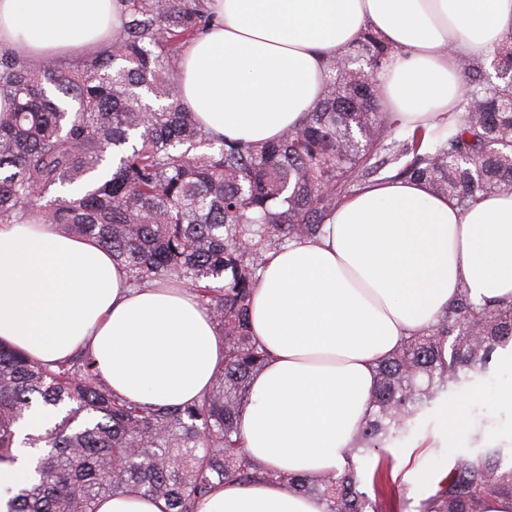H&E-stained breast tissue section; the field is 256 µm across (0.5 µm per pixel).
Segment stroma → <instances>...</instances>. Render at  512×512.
<instances>
[{
  "mask_svg": "<svg viewBox=\"0 0 512 512\" xmlns=\"http://www.w3.org/2000/svg\"><path fill=\"white\" fill-rule=\"evenodd\" d=\"M512 385V352L504 350L490 366L487 377L476 379L438 398L421 414L412 433L391 445L389 452L399 472L403 494L392 505V512H416L427 487L416 477V470L435 472L445 468L453 453L474 448H512V406L503 404L500 392ZM460 409L456 434L442 429L446 410Z\"/></svg>",
  "mask_w": 512,
  "mask_h": 512,
  "instance_id": "stroma-1",
  "label": "stroma"
}]
</instances>
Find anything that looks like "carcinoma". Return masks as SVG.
Masks as SVG:
<instances>
[{
    "instance_id": "1",
    "label": "carcinoma",
    "mask_w": 512,
    "mask_h": 512,
    "mask_svg": "<svg viewBox=\"0 0 512 512\" xmlns=\"http://www.w3.org/2000/svg\"><path fill=\"white\" fill-rule=\"evenodd\" d=\"M108 49L44 60L0 47V223L51 218L112 255L134 286L195 290L224 336V366L198 401L146 406L112 391L87 353L32 361L0 343V471L14 467L16 424L32 407L69 406L43 435L49 450L0 512H97L129 491L198 512L229 480L257 473L238 413L267 353L249 326L264 254L318 235L327 214L366 183L422 181L468 207L512 189V32L493 50L500 82L463 61L470 95L448 127H400L380 109L378 75L395 50L366 31L328 61L322 96L276 142L212 137L177 91L182 54L212 22L204 0H119ZM512 344V302L478 304L466 288L437 323L379 361L376 410L340 472L264 477L316 498L323 512H368L401 495L386 448L442 393L487 374ZM377 457L361 489L354 459ZM512 500V454H458L419 512H489Z\"/></svg>"
}]
</instances>
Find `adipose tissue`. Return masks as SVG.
<instances>
[{"instance_id":"adipose-tissue-1","label":"adipose tissue","mask_w":512,"mask_h":512,"mask_svg":"<svg viewBox=\"0 0 512 512\" xmlns=\"http://www.w3.org/2000/svg\"><path fill=\"white\" fill-rule=\"evenodd\" d=\"M217 26L183 52L184 107L244 142L299 127L330 55L372 30L396 52L379 76L402 126L459 112L461 63L512 32V0H208ZM117 0H0V45L53 59L106 47ZM251 328L268 359L239 414L243 448L288 474L342 469L373 412L375 369L434 324L458 289L512 302V192L461 209L420 182L359 188L317 237L268 251ZM0 342L41 362L88 352L113 391L181 405L211 388L224 338L186 287L131 286L110 253L51 224H0ZM199 512H323L281 483L225 482Z\"/></svg>"}]
</instances>
